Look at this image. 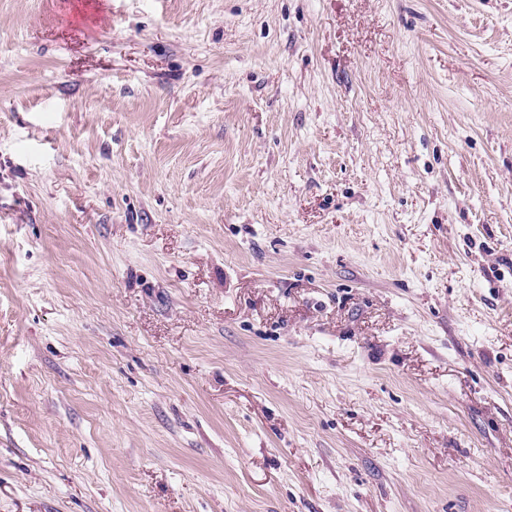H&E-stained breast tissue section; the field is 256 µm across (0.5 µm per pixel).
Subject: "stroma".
<instances>
[{
	"instance_id": "obj_1",
	"label": "stroma",
	"mask_w": 512,
	"mask_h": 512,
	"mask_svg": "<svg viewBox=\"0 0 512 512\" xmlns=\"http://www.w3.org/2000/svg\"><path fill=\"white\" fill-rule=\"evenodd\" d=\"M0 0V512H512V0Z\"/></svg>"
}]
</instances>
